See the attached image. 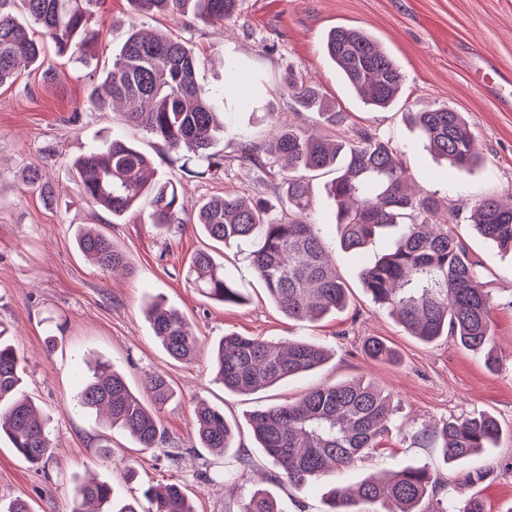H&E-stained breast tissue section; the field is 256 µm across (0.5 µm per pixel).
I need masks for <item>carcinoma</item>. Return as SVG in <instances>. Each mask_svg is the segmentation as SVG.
<instances>
[{
  "label": "carcinoma",
  "instance_id": "cac0c4a2",
  "mask_svg": "<svg viewBox=\"0 0 512 512\" xmlns=\"http://www.w3.org/2000/svg\"><path fill=\"white\" fill-rule=\"evenodd\" d=\"M137 12L192 13L224 23L237 17L240 0H130ZM102 0H0V86L13 81L18 63L44 60L42 43L29 37L15 16L19 7L28 21L41 28L55 53L85 64L97 53ZM329 58L351 88L375 108L388 107L399 94L404 76L378 42L346 27L333 28L326 40ZM199 57L186 41L167 34L126 32L112 66L89 95L99 112L115 101H141L146 106L123 114L125 123L161 140L170 150L191 152L197 168L184 173L205 177L221 167L208 149L224 134V120L214 103L202 96L197 83ZM280 91L305 112H316L336 124L319 87L294 72L280 81ZM429 147L460 169L481 161L476 140L462 113L446 107L413 113ZM269 159H283L288 171L282 187L291 211L287 219H271V204L246 202L231 193L203 201L194 223L205 235L225 246L248 248L254 273L280 310L294 321L320 319L344 308L348 288L336 275L315 225L306 221L311 208L302 171L335 172L329 195L342 227L344 249L361 253L377 237L389 242L375 261L365 266L362 283L372 301L394 316L410 335L425 343L453 336L467 350L482 353L489 366L497 363L492 349L491 298L482 282L480 264L471 259L453 231L460 208L434 195L415 198L406 188L407 170L392 144L369 132L351 139H326L295 128H278L259 146ZM149 158L130 142L115 137L90 148L73 163L84 199L115 217L128 213L143 199L153 208L159 228L177 223L182 210L178 187L153 180ZM467 222L484 238L512 250V205L489 196L477 201ZM79 250L104 271L124 266L125 258L112 239L95 227L81 231ZM191 284L206 298L238 304L244 299L232 276L210 251L191 261ZM154 336L168 356L191 361L198 352L189 322L161 301L147 306ZM366 356L396 362L386 341L369 338ZM327 359L318 344L300 340L284 349L265 339L229 335L215 350L216 379L224 388L251 392L312 372ZM23 360L0 325V437L16 455L32 465L47 460L51 448L46 423L22 392ZM151 406H145L124 377L108 362L96 360L92 376L77 395L87 411L103 414L143 449L155 448L162 433L150 407L166 405L174 390L166 375L148 377ZM396 412L389 395L370 380L351 379L307 391L295 403L271 405L249 416L257 447L271 459L289 484L299 490L330 473L356 468L364 455L379 448L392 431ZM194 425L201 447L222 455L231 447L232 429L224 410L206 401L197 404ZM497 420L485 413L451 419L436 430L420 428L413 437L441 449L444 461L467 460L500 439ZM148 506L139 499H119L107 481H83L73 489L71 512H194L177 483L146 491ZM242 512H278L266 489L254 490ZM326 512H485L482 501L464 504L439 496V478L428 466L399 465L381 478H364L350 488L335 486L327 493Z\"/></svg>",
  "mask_w": 512,
  "mask_h": 512
}]
</instances>
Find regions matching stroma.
Here are the masks:
<instances>
[{"label":"stroma","mask_w":512,"mask_h":512,"mask_svg":"<svg viewBox=\"0 0 512 512\" xmlns=\"http://www.w3.org/2000/svg\"><path fill=\"white\" fill-rule=\"evenodd\" d=\"M129 16L143 30L190 40L200 58V87L208 96L223 98L226 125L211 148L224 158L216 175L187 176L182 169L186 153L167 150L156 137L126 125L119 111L89 106L88 94L124 37L112 22ZM336 26L366 31L397 61L405 80L393 106L372 109L328 60L324 37ZM482 55L512 78V0H241L238 17L222 24L190 14L137 16L129 0H106L98 60L85 67L50 50L44 68L19 67L14 83L0 86V322L25 358L24 393L50 418L52 450L44 467L34 469L0 443V504L20 498L33 512H71L75 484L93 477L109 481L121 498H139L150 486L177 482L195 512H241L244 499L259 486L255 478L261 471L267 479L260 486L275 496L280 512H326L330 485L351 484L359 474L399 463L429 466L440 476L445 495L455 494L459 468L485 470L470 494L483 501L486 512H512V251L485 239L472 225L458 227L471 256L484 264L483 283L492 298L498 363L491 369L482 355L452 337L417 340L372 302L360 272L383 251L384 241L376 239L359 255L342 248L327 193L329 175H307L311 220L349 289V302L321 319L285 317L243 254L214 246L194 222L205 199L225 192L276 202V216H284V206L277 203L282 193L277 164L255 167L238 160L244 143L260 145L275 124L314 126L330 138H349L359 130L375 133L401 152L416 194L454 197L465 212L487 195L512 197V107L501 106L474 80L473 63ZM48 68L54 79H45ZM291 69L319 86L327 103L342 112L341 124L299 111L290 98L278 95L279 81ZM236 71L248 77L245 107L223 95ZM438 106L462 112L469 122L483 157L472 170H458L431 154L413 127L411 113ZM116 136L151 159L155 178L177 182L183 209L169 230L151 224L147 202L115 219L82 197L75 159ZM31 168L38 169L52 196L26 185ZM88 226L111 237L126 269L101 271L80 253L75 239ZM203 249L223 263L245 303L209 301L189 284V264ZM158 297L192 324L199 347L194 361L172 360L155 338L144 308ZM228 334L309 340L326 347L330 357L318 370L267 391L235 393L215 381L209 364L210 349ZM370 337L391 345L398 362L366 357L363 344ZM99 358L121 372L142 398L151 373L167 374L174 396L158 414L165 443L141 449L125 431L106 428L101 416L79 407L81 383ZM361 376L391 394L398 419L409 423V430L390 433L355 471L330 475L303 490L288 485L256 447L250 413L296 401L310 388ZM200 399L223 408L235 429L233 446L224 454L197 442L192 414ZM478 413L493 415L502 436L494 448L461 466L444 464L439 449L411 433L420 425ZM106 436L114 450L109 461L96 454ZM128 462L137 471L130 482L124 477Z\"/></svg>","instance_id":"obj_1"}]
</instances>
